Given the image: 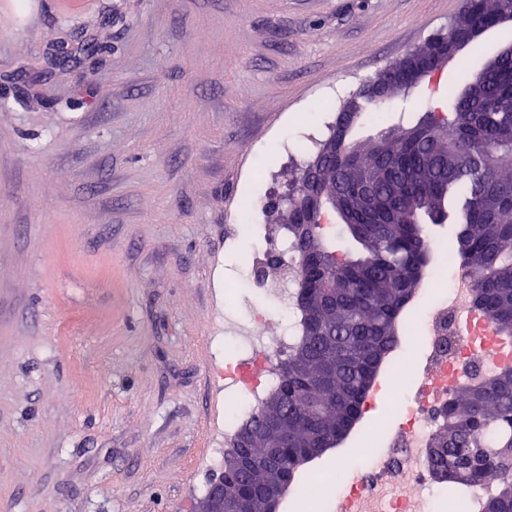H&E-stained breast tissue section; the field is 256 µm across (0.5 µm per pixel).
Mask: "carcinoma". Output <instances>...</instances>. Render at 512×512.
I'll return each instance as SVG.
<instances>
[{
	"mask_svg": "<svg viewBox=\"0 0 512 512\" xmlns=\"http://www.w3.org/2000/svg\"><path fill=\"white\" fill-rule=\"evenodd\" d=\"M490 18L512 21V0H463L448 40ZM415 61L402 59L379 75L393 83ZM385 104L353 97L336 115L328 139L336 156L317 152L296 178L320 164L322 208L336 209L355 243L339 255L311 214L290 211L283 228L298 254L293 269L301 336L288 347L273 387L281 409L262 400L238 435L288 431V446L270 458L263 438L243 441L241 475L224 473V496L240 491L238 477L256 488L253 512H266V483L287 479L307 463L300 450L335 433L350 416L359 419L379 364L397 342L401 318L431 263L427 225H458L456 253L472 279L475 307L503 334L512 335V58L503 57L448 90V109H430L387 135L361 158L349 135L362 114ZM389 204L381 224L365 222L359 183ZM317 326L308 327L311 312ZM445 422L433 440L430 466L454 487L494 483L484 512H512V366L448 398Z\"/></svg>",
	"mask_w": 512,
	"mask_h": 512,
	"instance_id": "obj_1",
	"label": "carcinoma"
}]
</instances>
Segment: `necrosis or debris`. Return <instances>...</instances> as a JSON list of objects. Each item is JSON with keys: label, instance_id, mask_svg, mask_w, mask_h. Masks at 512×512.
<instances>
[{"label": "necrosis or debris", "instance_id": "4bbe7bcc", "mask_svg": "<svg viewBox=\"0 0 512 512\" xmlns=\"http://www.w3.org/2000/svg\"><path fill=\"white\" fill-rule=\"evenodd\" d=\"M436 295L427 306L413 305L406 317L420 332L419 358H411L407 337H400L383 361V370L365 401L373 407L391 370L415 363L410 387L395 395V421L375 445L362 448L364 466L334 477L320 462H309L289 487L325 512H448L443 484L429 468V453L449 396L512 365V338L500 337L489 317L472 302V282L453 261L435 264L428 280ZM294 283L225 280L224 335L238 347L224 367V391L235 403L224 419V436L234 439L266 392L276 382L273 363L299 334L294 317ZM279 331L269 335L267 327Z\"/></svg>", "mask_w": 512, "mask_h": 512}]
</instances>
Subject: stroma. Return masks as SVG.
Listing matches in <instances>:
<instances>
[{"label":"stroma","instance_id":"35a3bbf8","mask_svg":"<svg viewBox=\"0 0 512 512\" xmlns=\"http://www.w3.org/2000/svg\"><path fill=\"white\" fill-rule=\"evenodd\" d=\"M34 2L22 27L0 0V512H198L234 408L219 343L224 280L254 250L239 210L283 236L261 209L312 115L325 138L462 0ZM508 46L512 21L356 139Z\"/></svg>","mask_w":512,"mask_h":512}]
</instances>
